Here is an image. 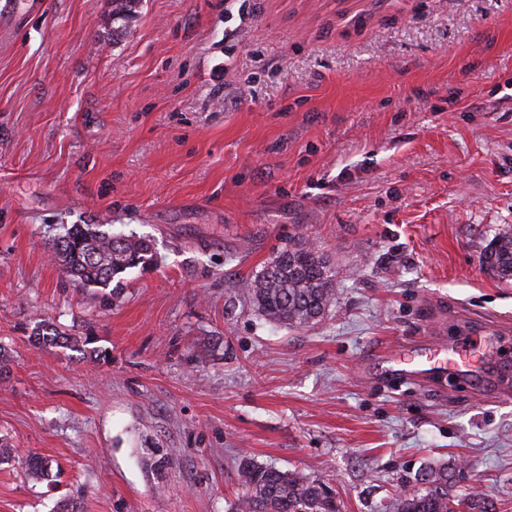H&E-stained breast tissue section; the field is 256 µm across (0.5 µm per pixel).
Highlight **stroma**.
<instances>
[{"label": "stroma", "instance_id": "obj_1", "mask_svg": "<svg viewBox=\"0 0 512 512\" xmlns=\"http://www.w3.org/2000/svg\"><path fill=\"white\" fill-rule=\"evenodd\" d=\"M63 224L150 237L118 297ZM512 0H14L0 10V512H227L248 458L385 512L403 479L512 512ZM336 302L287 328L241 281L296 240ZM93 330L96 364L29 340ZM458 352L447 377L429 362ZM171 460L158 474L141 458ZM52 459L62 480L26 460ZM485 266L501 278L512 277V227L499 229L482 255Z\"/></svg>", "mask_w": 512, "mask_h": 512}]
</instances>
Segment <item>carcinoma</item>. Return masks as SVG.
<instances>
[{"mask_svg": "<svg viewBox=\"0 0 512 512\" xmlns=\"http://www.w3.org/2000/svg\"><path fill=\"white\" fill-rule=\"evenodd\" d=\"M52 254L61 272L77 287L108 288L127 270L158 264L154 242L134 234L101 229L99 224H71L52 239ZM485 266L502 278L512 277V227L499 229L482 255ZM242 292L269 321L303 326L316 321L336 301V270L317 248L294 243L272 256L263 269L242 282ZM38 346L49 345L82 352L86 358L104 361L108 351L90 333L71 336L50 319L37 323L29 336ZM28 469L34 476L50 474L52 461L33 455ZM241 496L231 512H341L332 488L323 480L299 471L242 459L237 469ZM495 512L485 495L470 491L457 497L448 468H425L414 485L403 486L389 512Z\"/></svg>", "mask_w": 512, "mask_h": 512, "instance_id": "obj_1", "label": "carcinoma"}]
</instances>
